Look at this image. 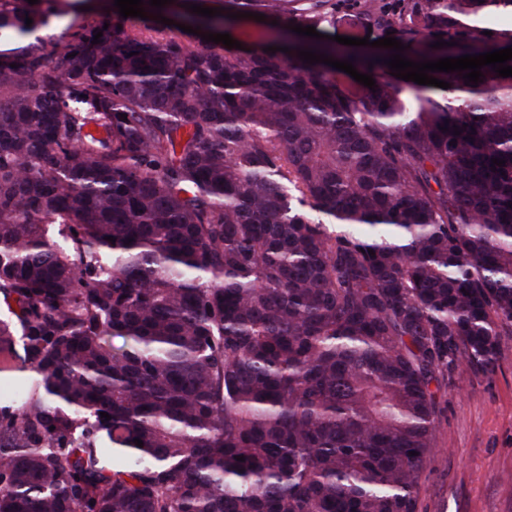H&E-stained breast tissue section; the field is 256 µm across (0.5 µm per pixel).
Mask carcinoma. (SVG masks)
Segmentation results:
<instances>
[{
    "label": "carcinoma",
    "instance_id": "obj_1",
    "mask_svg": "<svg viewBox=\"0 0 512 512\" xmlns=\"http://www.w3.org/2000/svg\"><path fill=\"white\" fill-rule=\"evenodd\" d=\"M339 8L414 62L512 46V0H224L290 52L115 11L0 53V512H418L437 393L512 342V77L369 54L372 91L298 57L345 59L288 28Z\"/></svg>",
    "mask_w": 512,
    "mask_h": 512
}]
</instances>
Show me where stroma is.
<instances>
[{
    "instance_id": "1",
    "label": "stroma",
    "mask_w": 512,
    "mask_h": 512,
    "mask_svg": "<svg viewBox=\"0 0 512 512\" xmlns=\"http://www.w3.org/2000/svg\"><path fill=\"white\" fill-rule=\"evenodd\" d=\"M437 399L438 449L420 512H512V346L493 371L462 369Z\"/></svg>"
}]
</instances>
